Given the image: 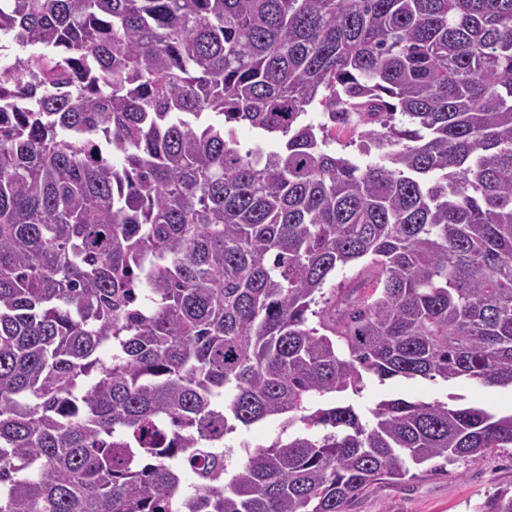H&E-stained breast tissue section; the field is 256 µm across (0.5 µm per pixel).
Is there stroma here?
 <instances>
[{
    "label": "stroma",
    "instance_id": "35a3bbf8",
    "mask_svg": "<svg viewBox=\"0 0 512 512\" xmlns=\"http://www.w3.org/2000/svg\"><path fill=\"white\" fill-rule=\"evenodd\" d=\"M450 394L502 411L512 409L511 389L468 382L393 378L381 383L371 378L364 391L370 401L393 395L432 401ZM504 487L512 488V447L488 449L475 462L457 461L432 472L419 468L401 481L377 484L353 504L351 512H477L486 495Z\"/></svg>",
    "mask_w": 512,
    "mask_h": 512
}]
</instances>
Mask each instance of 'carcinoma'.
<instances>
[{
	"mask_svg": "<svg viewBox=\"0 0 512 512\" xmlns=\"http://www.w3.org/2000/svg\"><path fill=\"white\" fill-rule=\"evenodd\" d=\"M0 38V512H350L512 447L356 402L512 387V0H0ZM362 267L359 266H349L343 269L336 270V273L331 275L327 284L325 285V293L326 297L331 298L333 288L336 289V293L340 290L339 288H346L348 285L353 282L356 278H360L362 273ZM367 386L363 394L365 399L376 401L388 396L422 397L428 401L447 400V395L465 396V402L480 403L498 410L512 409L511 388H483L468 382L446 383L440 380H406L393 378L381 384L377 379L366 377ZM278 432L279 428L277 422H262L253 425L240 439L248 441L252 447L259 444L265 445L270 443L276 437Z\"/></svg>",
	"mask_w": 512,
	"mask_h": 512,
	"instance_id": "obj_1",
	"label": "carcinoma"
}]
</instances>
